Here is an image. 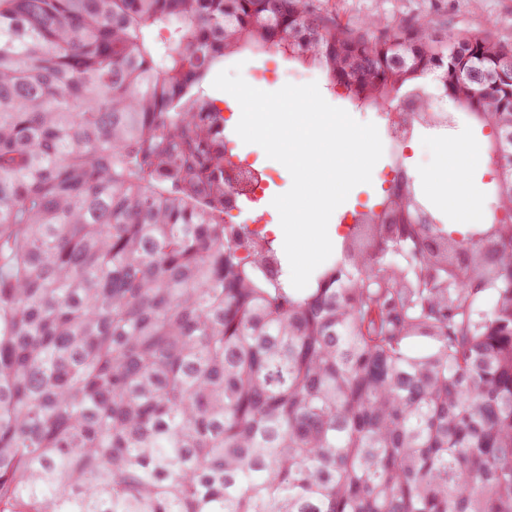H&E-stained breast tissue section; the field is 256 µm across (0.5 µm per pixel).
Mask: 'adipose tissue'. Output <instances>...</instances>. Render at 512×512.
Returning <instances> with one entry per match:
<instances>
[{
  "mask_svg": "<svg viewBox=\"0 0 512 512\" xmlns=\"http://www.w3.org/2000/svg\"><path fill=\"white\" fill-rule=\"evenodd\" d=\"M438 148L442 153L441 171L419 172L418 179L428 194L453 214L449 231L464 236L474 228L475 218L481 212L479 200L468 193L467 187L472 171L485 161L484 146L480 141L462 137L439 143Z\"/></svg>",
  "mask_w": 512,
  "mask_h": 512,
  "instance_id": "adipose-tissue-1",
  "label": "adipose tissue"
}]
</instances>
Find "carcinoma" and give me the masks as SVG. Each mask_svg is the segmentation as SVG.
Segmentation results:
<instances>
[{
  "label": "carcinoma",
  "instance_id": "1",
  "mask_svg": "<svg viewBox=\"0 0 512 512\" xmlns=\"http://www.w3.org/2000/svg\"><path fill=\"white\" fill-rule=\"evenodd\" d=\"M512 133V48L317 0H0V512H512V167L459 241L395 161L299 294L224 223V59ZM428 342L424 355L409 345Z\"/></svg>",
  "mask_w": 512,
  "mask_h": 512
}]
</instances>
